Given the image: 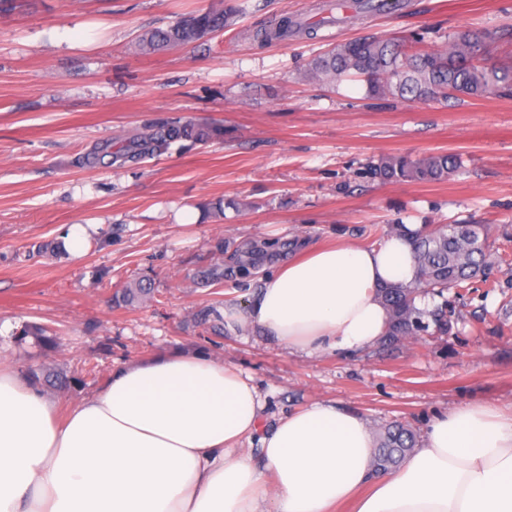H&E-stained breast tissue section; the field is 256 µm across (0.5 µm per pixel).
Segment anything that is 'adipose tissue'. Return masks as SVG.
Returning a JSON list of instances; mask_svg holds the SVG:
<instances>
[{
    "label": "adipose tissue",
    "instance_id": "adipose-tissue-1",
    "mask_svg": "<svg viewBox=\"0 0 512 512\" xmlns=\"http://www.w3.org/2000/svg\"><path fill=\"white\" fill-rule=\"evenodd\" d=\"M419 230L305 246L224 324L306 357L358 354L387 330L379 288L418 278ZM262 410L250 378L172 353L115 366L60 423L55 401L0 366V512H512V414L492 404L435 415L424 446L380 474L362 416L316 403L264 434ZM253 436L256 460L236 451Z\"/></svg>",
    "mask_w": 512,
    "mask_h": 512
}]
</instances>
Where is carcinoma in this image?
Returning <instances> with one entry per match:
<instances>
[{
  "label": "carcinoma",
  "instance_id": "carcinoma-1",
  "mask_svg": "<svg viewBox=\"0 0 512 512\" xmlns=\"http://www.w3.org/2000/svg\"><path fill=\"white\" fill-rule=\"evenodd\" d=\"M356 9L364 12L388 13L405 5V0H353ZM239 7L228 2L222 9H202L179 17L165 29L143 33L136 42L142 54H152L186 46L203 40L215 32L234 25ZM298 24L287 17L277 26L260 32L264 40L285 39L297 32ZM487 41L483 36L458 32L448 39L443 49L414 50L393 38L363 36L336 45L330 52L313 59L304 78L336 83L343 77L356 75L366 82L367 94L393 97L404 101L485 98L512 93V61L488 68L482 64ZM224 129L192 122H166L149 127L141 135L119 146L107 142L87 153L81 161L92 168L108 156L115 162L138 161L167 152L176 143H206L223 136ZM461 167L460 157L448 153L433 154L416 160L390 156L371 168V174L387 182H439L448 179ZM488 224H444L426 227L416 240L415 253L419 278L412 285L385 288L382 300L390 314L389 327L383 339L394 343L425 331L433 323L438 331L448 332L447 305L431 311L419 308L416 300L426 294L444 297L451 289L466 288L485 274V268L496 261L489 244ZM248 261L239 259L236 266H210L200 272L203 283L220 282L245 268ZM151 289L146 279H138L117 292L113 299L131 305L149 299ZM194 320L206 324L222 321L220 306H204ZM19 335L31 337L42 349L49 351L56 339L36 324H25ZM27 378L40 385L57 388L67 386L64 373L29 366ZM418 447L414 431L401 423L391 424L378 436V468L398 466L412 449Z\"/></svg>",
  "mask_w": 512,
  "mask_h": 512
}]
</instances>
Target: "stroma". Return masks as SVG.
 <instances>
[{
  "label": "stroma",
  "mask_w": 512,
  "mask_h": 512,
  "mask_svg": "<svg viewBox=\"0 0 512 512\" xmlns=\"http://www.w3.org/2000/svg\"><path fill=\"white\" fill-rule=\"evenodd\" d=\"M235 25L207 40L144 55V30L222 0H26L0 17V363L59 366L75 378L52 392L60 412L100 390L114 366L200 353L252 379L271 429L288 411L331 403L371 430L393 421L425 434L466 403L512 411V97L405 102L371 98L362 80H302L312 58L375 34L444 45L459 31L512 54V0H406L393 14L349 13L320 25L326 0H237ZM315 30L264 42L284 15ZM75 30L58 44L54 30ZM162 120L223 126L220 140L137 164L79 166L98 144ZM461 157L448 180L388 183L383 158ZM197 215L182 221L184 212ZM96 224L80 258L41 244L62 227ZM395 224H488L501 261L486 281L448 296L452 329L427 330L353 357L306 358L243 324L217 336L193 315L217 301L246 309L267 271L247 268L197 287L196 271L232 263L254 241L347 239L373 246ZM153 301L115 308L140 275ZM26 323L56 334L55 351L16 336Z\"/></svg>",
  "instance_id": "35a3bbf8"
}]
</instances>
